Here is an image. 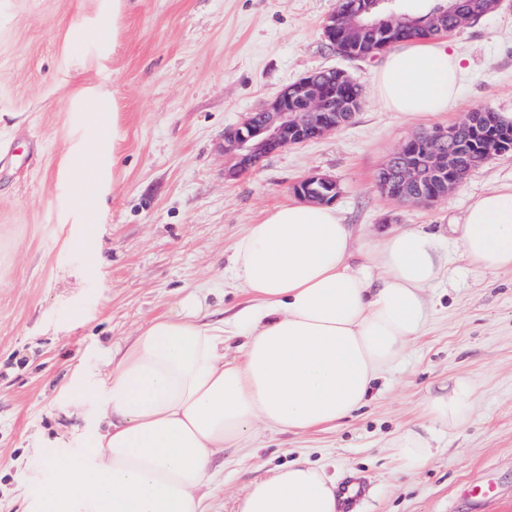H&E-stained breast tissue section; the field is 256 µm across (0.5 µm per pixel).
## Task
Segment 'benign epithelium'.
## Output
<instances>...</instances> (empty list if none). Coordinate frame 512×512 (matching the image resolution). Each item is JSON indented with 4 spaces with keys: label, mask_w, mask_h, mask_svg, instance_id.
<instances>
[{
    "label": "benign epithelium",
    "mask_w": 512,
    "mask_h": 512,
    "mask_svg": "<svg viewBox=\"0 0 512 512\" xmlns=\"http://www.w3.org/2000/svg\"><path fill=\"white\" fill-rule=\"evenodd\" d=\"M381 4L395 5V0H369L352 16L353 25L380 30L377 20L366 15ZM296 96L305 100L302 112L288 107V94L280 93L271 105L246 116L241 125L224 135V151L236 159L234 173L244 174L262 158L288 146L317 139L343 123L340 109L346 104L336 100V93L321 90L315 84L298 83ZM459 125L435 128L419 133L404 142L390 156L378 173V185L385 196L395 198V191L408 183L420 187L411 197L416 202H431L456 189L466 172L459 170ZM335 179L315 174L297 183L296 195L304 200L323 202V190L336 191Z\"/></svg>",
    "instance_id": "7a95c632"
}]
</instances>
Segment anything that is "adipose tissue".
<instances>
[{"label":"adipose tissue","mask_w":512,"mask_h":512,"mask_svg":"<svg viewBox=\"0 0 512 512\" xmlns=\"http://www.w3.org/2000/svg\"><path fill=\"white\" fill-rule=\"evenodd\" d=\"M464 69L445 40L388 52L374 75L379 102L425 118L456 106ZM456 239L477 270H512V187L477 197ZM335 207L291 203L248 225L224 279L246 300L210 319L190 294L113 348L86 394L100 417L78 456H50L49 483L29 512H208L214 453L240 448L255 423L293 433L336 426L366 402L372 383L404 354L426 316L425 291L448 254L423 230L375 239L367 261ZM245 342L234 360L226 337ZM473 407L469 381L425 407L429 427L397 438L406 469L437 450L431 425L458 428ZM336 481L304 460L254 481L238 512H339Z\"/></svg>","instance_id":"ef3b65f1"}]
</instances>
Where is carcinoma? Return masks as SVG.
Masks as SVG:
<instances>
[{
    "label": "carcinoma",
    "mask_w": 512,
    "mask_h": 512,
    "mask_svg": "<svg viewBox=\"0 0 512 512\" xmlns=\"http://www.w3.org/2000/svg\"><path fill=\"white\" fill-rule=\"evenodd\" d=\"M361 0H338V8L332 20L325 26L324 35L336 50L352 58H366L379 53V48L387 43L391 46L412 39L430 38L453 32L464 26L456 19L460 10L458 0H432L428 12L424 14L407 13L404 21L390 20L388 27L391 35L382 40L372 31L355 30L343 33V25L354 5ZM327 87H336V96L347 103L362 102V86L347 78L341 70L321 71L309 75ZM463 145L462 160L468 164L485 159L502 143L512 141V122L508 123L491 112H486L480 121L462 130L459 135Z\"/></svg>",
    "instance_id": "cac0c4a2"
}]
</instances>
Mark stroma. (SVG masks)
Here are the masks:
<instances>
[{
    "mask_svg": "<svg viewBox=\"0 0 512 512\" xmlns=\"http://www.w3.org/2000/svg\"><path fill=\"white\" fill-rule=\"evenodd\" d=\"M337 0H0V512H23L50 479L45 454L79 453L96 409L76 388L106 371L113 344L173 314L209 287L211 309L236 312L224 285L235 241L274 207L296 201L312 174L334 178L356 260L389 231L425 229L449 252L426 291L427 317L366 404L333 429L288 434L256 423L243 454L217 456L224 483L212 512H237L249 485L302 458L363 482L340 512H512V271L476 270L454 243L477 196L512 186V153L472 169L431 204L377 188L390 155L415 134L489 109L512 115V0L448 36L467 72L455 109L413 120L384 110L379 58L332 48L323 25ZM342 69L363 86L352 120L230 175L224 134L314 71ZM119 141L92 144V122ZM97 150L98 221L79 213V165ZM474 408L455 430L434 427L439 451L403 469L390 450L423 424L430 399L457 380ZM494 483L474 506L468 485Z\"/></svg>",
    "mask_w": 512,
    "mask_h": 512,
    "instance_id": "stroma-1",
    "label": "stroma"
}]
</instances>
